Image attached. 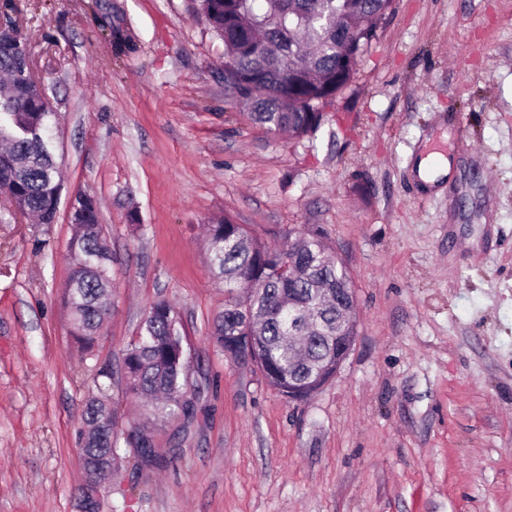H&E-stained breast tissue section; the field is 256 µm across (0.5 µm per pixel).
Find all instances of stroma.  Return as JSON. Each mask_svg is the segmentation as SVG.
Listing matches in <instances>:
<instances>
[{"label":"stroma","mask_w":512,"mask_h":512,"mask_svg":"<svg viewBox=\"0 0 512 512\" xmlns=\"http://www.w3.org/2000/svg\"><path fill=\"white\" fill-rule=\"evenodd\" d=\"M12 4L54 92L63 189L52 224L0 195V512H80L103 391L120 438L99 512H512V0H393L298 139L228 94L195 0ZM428 148L456 161L439 188L413 172ZM79 193L112 255L87 350L63 300ZM224 216L275 247L320 231L347 270L356 340L304 402L210 339L226 295L204 230ZM160 300L189 343L188 423L125 392L122 354ZM133 423L176 461L141 463Z\"/></svg>","instance_id":"stroma-1"}]
</instances>
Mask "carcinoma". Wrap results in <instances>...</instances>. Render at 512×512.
I'll list each match as a JSON object with an SVG mask.
<instances>
[{"instance_id": "1", "label": "carcinoma", "mask_w": 512, "mask_h": 512, "mask_svg": "<svg viewBox=\"0 0 512 512\" xmlns=\"http://www.w3.org/2000/svg\"><path fill=\"white\" fill-rule=\"evenodd\" d=\"M392 0H199L198 10L224 42V80L235 99L251 102L250 119L270 132L302 137L315 132L323 118L322 99L347 86L357 62L377 38L391 12ZM340 31L359 35L355 61L346 59L337 41ZM309 66L296 78L293 65ZM25 67L15 41L0 42V75L8 77L0 97V192L12 196L21 212L41 223L55 222L61 182L59 166L43 132L53 116L49 89L34 82L16 83ZM82 224L73 225L71 274L64 302L71 312V334L89 347L101 329L97 312L111 291L109 257L98 248V208L83 195ZM208 253L230 299L214 321L212 340L219 350L250 357L268 383L283 395L318 390L336 372V337L356 335V321H336V284L348 281L317 233L300 236L286 249L271 248L230 218L208 225ZM251 343L238 345L236 337ZM189 354L175 308L153 303L141 336L125 350L127 392L154 407L165 419L188 421L194 407L182 401L189 387ZM85 423L95 434L82 443V454L108 463L116 451L115 410L105 396L86 405ZM126 440L146 460L158 457L142 429L132 427Z\"/></svg>"}]
</instances>
